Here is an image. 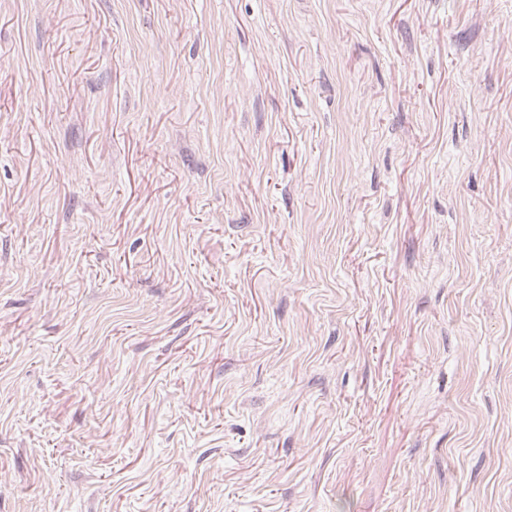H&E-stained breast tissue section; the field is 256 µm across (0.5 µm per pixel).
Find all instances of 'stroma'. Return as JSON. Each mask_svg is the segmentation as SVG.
I'll list each match as a JSON object with an SVG mask.
<instances>
[{
  "label": "stroma",
  "instance_id": "1",
  "mask_svg": "<svg viewBox=\"0 0 512 512\" xmlns=\"http://www.w3.org/2000/svg\"><path fill=\"white\" fill-rule=\"evenodd\" d=\"M0 512H512V0H0Z\"/></svg>",
  "mask_w": 512,
  "mask_h": 512
}]
</instances>
